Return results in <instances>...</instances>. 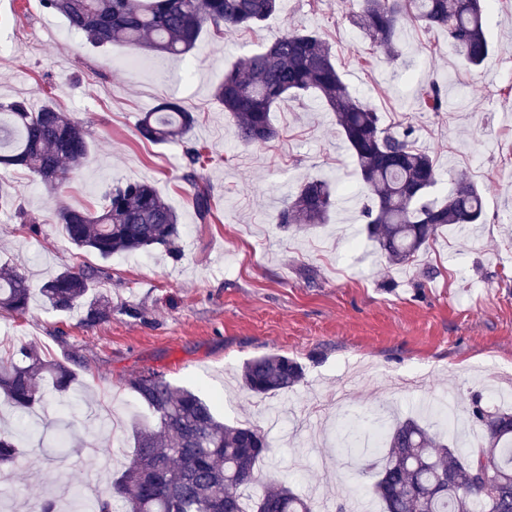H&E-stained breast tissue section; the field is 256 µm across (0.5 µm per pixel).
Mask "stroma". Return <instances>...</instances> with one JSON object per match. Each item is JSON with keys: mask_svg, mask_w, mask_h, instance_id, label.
Here are the masks:
<instances>
[{"mask_svg": "<svg viewBox=\"0 0 512 512\" xmlns=\"http://www.w3.org/2000/svg\"><path fill=\"white\" fill-rule=\"evenodd\" d=\"M358 4L280 0L260 26L220 43L202 38L184 62L147 49L94 47L69 35L63 17L40 0H0L8 19L0 26V103L53 101L84 123L94 144L90 161L54 193L27 169L0 167V182L38 227L29 232L14 210L0 211V267L35 288L80 263L99 268L95 291L112 301L111 319L92 328L79 312L48 310L38 295L25 315L0 312L1 356L26 342L80 361L72 389L52 394L36 414L0 405V426H33L41 437L15 465L0 468V482L14 490L0 512H38L47 498L63 512L67 485L88 471L107 486L133 453V425L145 420L121 377L144 367L200 391L225 422L264 431L274 456L262 476L287 481L317 504L366 495L372 482L337 459V416L403 417L448 389L464 402L492 390L512 402V0H497L486 32L492 49L477 68L442 29L409 17L396 31L400 56L390 59L351 24ZM292 29L329 42L343 81L384 127H412L440 174L436 196L460 177L482 191L483 223L443 228L427 252L397 268L363 230V183L318 96L273 106L278 139L240 142L214 87L239 60ZM433 86L443 101L437 112L423 105ZM169 97L195 113L190 137L210 156L202 171L212 195L206 224L184 179L182 145L152 144L138 132L143 113ZM312 177L340 178L353 209H335L306 231L278 226L287 194ZM141 180L178 213L180 257L159 247L103 259L65 240L59 205L91 209L112 185ZM269 353L296 360L303 381L275 396L245 391L244 363ZM62 431L70 445L58 449Z\"/></svg>", "mask_w": 512, "mask_h": 512, "instance_id": "1", "label": "stroma"}]
</instances>
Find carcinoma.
<instances>
[{"mask_svg": "<svg viewBox=\"0 0 512 512\" xmlns=\"http://www.w3.org/2000/svg\"><path fill=\"white\" fill-rule=\"evenodd\" d=\"M70 29L95 47L121 44L187 57L203 36L224 37L266 21L279 0H41ZM448 32L463 60L480 66L491 45L485 0H360L352 21L390 58H398L394 36L402 16ZM318 94L336 118L339 133L368 190L365 232L394 266L404 267L427 250L448 225L484 223L480 189L464 178L442 201L428 192L437 183L432 157L411 132H391L378 112L353 96L336 68L330 45L316 32L291 30L266 49L243 59L215 87L214 98L232 119L245 144L278 136L270 112L282 97ZM193 112L165 101L139 120L146 141L181 142L187 160L184 179L194 188L200 223L212 213L211 191L198 170L204 153L190 139ZM91 153L88 131L70 114L47 102L34 111L24 100L0 104V165L28 169L57 190L68 173ZM341 188L326 179L307 180L277 213L283 227L299 230L323 224ZM68 242L103 259L119 253L169 247L179 237L176 211L148 181H129L105 191L97 209L60 206L56 212ZM100 271L84 265L66 269L39 288L53 310L86 308L83 323L94 327L112 316V303L91 295ZM32 288L16 271L0 270V310L24 315ZM74 356L52 359L21 344L0 357V400L20 411L47 403L46 384L67 391L78 373ZM303 379L302 367L282 354L247 362L243 387L255 395H277ZM123 385L150 413L134 427V451L124 469L98 497L92 512H316L285 481L266 482L259 465L271 453L267 436L246 424L231 425L191 388L171 383L164 372L143 368ZM467 416L480 432L477 445L458 446L451 431H431L416 417L368 422L349 417L337 433L338 454L352 458L374 481L371 493L383 512H512V407L488 409L471 398ZM24 434L0 432V466L23 454ZM487 462L491 485L474 482L473 464ZM258 487L254 495L244 490Z\"/></svg>", "mask_w": 512, "mask_h": 512, "instance_id": "carcinoma-1", "label": "carcinoma"}]
</instances>
